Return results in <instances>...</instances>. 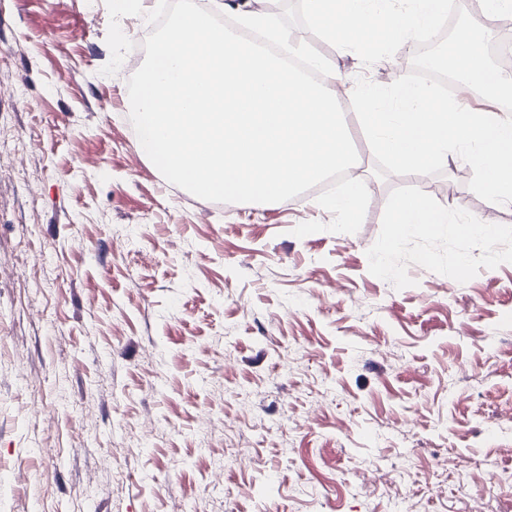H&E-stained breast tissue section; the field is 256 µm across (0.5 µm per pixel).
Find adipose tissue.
Instances as JSON below:
<instances>
[{
    "label": "adipose tissue",
    "instance_id": "1",
    "mask_svg": "<svg viewBox=\"0 0 512 512\" xmlns=\"http://www.w3.org/2000/svg\"><path fill=\"white\" fill-rule=\"evenodd\" d=\"M388 210L392 240L382 251L378 263L380 270L385 272L391 270L395 265V239L402 237L415 227L422 228L433 238L441 237L447 226L451 225L459 234L477 233L488 242L494 239L495 228L488 224L487 220H472L463 225H453L447 206L438 204L421 190L410 197L398 198L389 205Z\"/></svg>",
    "mask_w": 512,
    "mask_h": 512
}]
</instances>
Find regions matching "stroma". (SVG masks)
<instances>
[{
    "instance_id": "35a3bbf8",
    "label": "stroma",
    "mask_w": 512,
    "mask_h": 512,
    "mask_svg": "<svg viewBox=\"0 0 512 512\" xmlns=\"http://www.w3.org/2000/svg\"><path fill=\"white\" fill-rule=\"evenodd\" d=\"M109 22L0 0V512H512V209L465 171L377 177L353 116L356 233L293 235L333 219L317 186L199 199L137 151ZM420 189L495 245L415 232L381 271Z\"/></svg>"
}]
</instances>
